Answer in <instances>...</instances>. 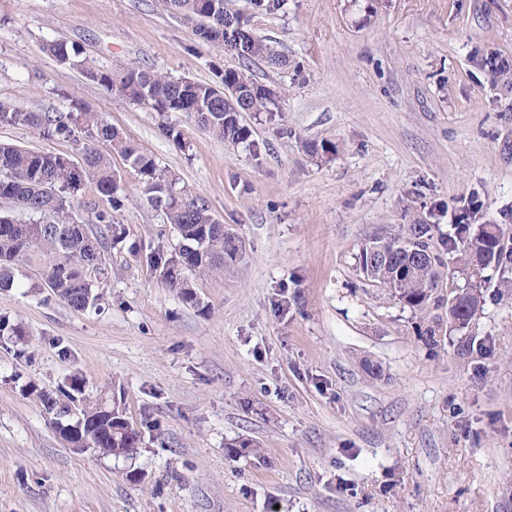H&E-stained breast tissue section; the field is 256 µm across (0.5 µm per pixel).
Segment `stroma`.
Listing matches in <instances>:
<instances>
[{"label": "stroma", "mask_w": 512, "mask_h": 512, "mask_svg": "<svg viewBox=\"0 0 512 512\" xmlns=\"http://www.w3.org/2000/svg\"><path fill=\"white\" fill-rule=\"evenodd\" d=\"M299 74L260 60L282 114H245L251 144L193 117L127 102L88 77L131 65L210 83L239 67L157 0H0V100L30 112L99 113L242 244L195 278L201 307L151 267L177 238L121 156L126 230L104 252L96 311L15 288L0 316V512H512V296L486 271L467 327L394 300L358 262L405 224L447 235L460 211L512 234V0H287L275 14L225 0ZM76 45L60 64L45 43ZM180 132L162 135L160 123ZM0 142L80 160L82 144L0 124ZM331 143L328 158L308 146ZM119 384L142 435L131 466L74 452L25 390L71 375ZM260 457H230L229 443Z\"/></svg>", "instance_id": "35a3bbf8"}]
</instances>
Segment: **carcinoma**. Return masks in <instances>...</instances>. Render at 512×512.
Masks as SVG:
<instances>
[{"label":"carcinoma","instance_id":"obj_1","mask_svg":"<svg viewBox=\"0 0 512 512\" xmlns=\"http://www.w3.org/2000/svg\"><path fill=\"white\" fill-rule=\"evenodd\" d=\"M159 2L163 9L196 22L194 35L199 41L223 48L244 64L259 59L273 70L288 69V57L272 50L266 39L245 26L238 29L232 25L239 14L212 13V0ZM44 49L62 63L80 55L76 46L64 42H49ZM87 74L133 104L148 105L159 113H186L198 127L232 146L251 137L241 113L271 118L280 111L282 100L279 90L257 82L243 67L224 69L219 85L174 78L138 66L122 72L89 70ZM0 123L36 127L47 138L68 140L78 133L84 138L79 162L66 155L0 143V200L11 201L30 216V221L20 223L0 211L1 291L20 287L24 278L46 301L59 300L82 312L98 308L100 296L95 283L108 274L103 251L125 234L112 216L123 206L112 170L113 153L124 158L138 177L142 194L165 211L173 227L178 239L174 251L168 256L157 253L151 263L184 302L201 305L190 276L216 274L224 270V262L237 259L239 240L215 221L209 201L178 187L176 174L161 168L154 157L124 138L100 114L76 104L67 113H38L0 102ZM89 183L112 204V211L97 213L100 231L96 235L72 214L75 199ZM434 230L433 224H403L393 237L369 239L360 251V269L368 279L389 288L392 298L403 306L423 313L437 310L447 301L441 294L448 268L445 256L456 254L461 269L474 283L464 302L452 312V319L465 327L483 308L485 270L512 264V250L505 248L498 225L475 226L464 213L456 216L439 248L434 243ZM407 263L411 264L407 272L398 271ZM417 331L426 346L438 347L441 317H432ZM30 393L53 415L56 431L68 425L81 426L80 437H65L68 444L80 441L88 448H111L117 456L135 458L141 435L123 420L119 401L113 398L122 390L111 387L90 394L85 380L73 375L56 394L39 391L33 385Z\"/></svg>","mask_w":512,"mask_h":512}]
</instances>
